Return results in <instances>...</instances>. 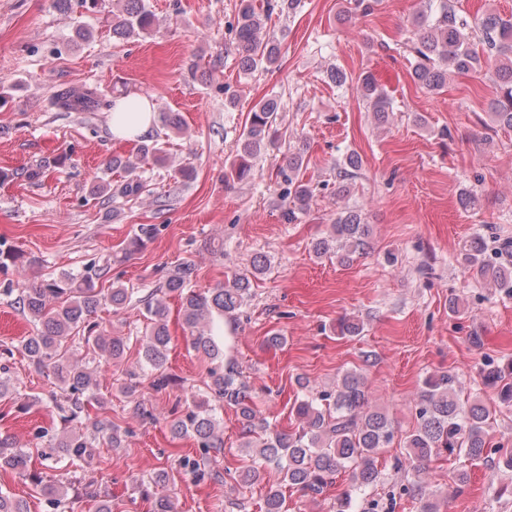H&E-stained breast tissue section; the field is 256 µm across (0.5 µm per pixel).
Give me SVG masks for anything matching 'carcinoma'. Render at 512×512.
<instances>
[{
	"instance_id": "obj_1",
	"label": "carcinoma",
	"mask_w": 512,
	"mask_h": 512,
	"mask_svg": "<svg viewBox=\"0 0 512 512\" xmlns=\"http://www.w3.org/2000/svg\"><path fill=\"white\" fill-rule=\"evenodd\" d=\"M298 0H240L236 23L229 26L235 44L239 72L251 75L279 64L280 48L275 37L262 36L270 13L290 14ZM420 35L413 46L414 65L411 77L416 85L431 93H440L448 82V72H469L481 60L495 66L491 117L495 126L512 130V16L496 11L468 14L461 0H426L416 19ZM159 23L145 0H117L112 10V37L130 40L157 32ZM357 92L366 102L375 121H388L391 100L370 74L358 78ZM53 105L66 112H94L100 106L95 89H64L53 97ZM280 104L269 98L258 102L249 115L248 126L241 135L237 159L230 165L226 181H243L252 174L251 160L275 143ZM167 166L166 152L157 144H137L127 157L115 156L106 163V170L124 173L123 182L111 189L103 180L91 190L86 200H99L113 194L135 197L145 185L138 169L146 164ZM304 157L293 153L279 168L286 185L282 198L284 216L288 222L303 213L313 195L310 183L299 179ZM363 165L360 154H348L338 167L342 185L338 192L347 191L345 182L357 177ZM159 232L155 224H140L130 239L126 253L132 254L154 240ZM370 225L362 210L343 208L336 215L327 235L313 242V252L319 258L336 259L347 265L370 249ZM509 241H504L494 255H485L482 243L473 238L458 250L456 261L484 284L512 294V261H506ZM111 263L92 261L78 274H64L23 285L17 303L38 332L26 338L22 351L34 371L51 377L65 394L57 405L65 427L51 444V452L43 460L55 463L82 460L101 444L123 447L118 427L91 416L89 406L104 405L97 379L98 367L71 358L67 339L76 337L92 349L93 360L109 362L120 359L128 348V339L109 336L99 330L94 315L103 304L117 312L132 302L133 292L123 286L104 289L100 284L110 272ZM267 260H253L248 273L234 276L229 282L214 288H197L192 284L193 268L180 263L165 271L160 293L142 299L145 317L151 328L139 342L143 366L156 373L154 386L168 387L171 379L164 374L170 333L167 324L166 297L180 299L183 327L191 334L195 351L218 366L207 372L205 382L209 397L195 399L192 404L174 407L169 429L175 437H191L201 451V459H184L181 465L198 476L213 481L221 473L205 467L212 450L223 448V431L217 410L227 406L236 413L245 435L251 464L240 471L244 485L259 477L261 467H271L280 475V482L269 486L264 499V512H287L282 486L295 488L315 499L332 486L340 474L348 476L349 486L332 508L334 512H351L357 496L380 483L379 460L383 449L394 440V421L374 408L366 377L361 370H348L334 386L322 389L306 378L296 384L302 396L293 411L299 420L295 432H269L267 425L258 424L249 387L240 380L232 359L225 357L224 346L213 333L214 319L234 314L251 298L252 280L264 273ZM484 382L498 389L499 403L512 408V359L481 369ZM462 385L456 374L448 371L427 377L416 403L417 427L405 437L407 459L414 481L408 485H390L367 502L366 512H390L388 503L398 494H407L418 504V512H439L436 491L419 479L421 468L443 454L461 462L459 481L469 479L467 464L498 456V463L512 471V449L490 446L489 428L492 410L479 396H462ZM0 399L20 400V382L0 366ZM30 455L10 433H0V467L29 476L42 486L53 512H65L67 486L61 482L43 484L41 474L30 472ZM0 512H28L24 501L8 490L0 489Z\"/></svg>"
}]
</instances>
